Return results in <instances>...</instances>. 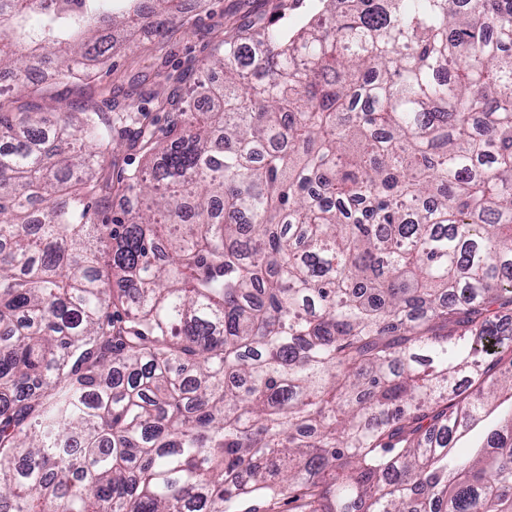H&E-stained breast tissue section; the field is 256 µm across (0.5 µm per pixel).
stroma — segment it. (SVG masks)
Segmentation results:
<instances>
[{"instance_id":"stroma-1","label":"stroma","mask_w":512,"mask_h":512,"mask_svg":"<svg viewBox=\"0 0 512 512\" xmlns=\"http://www.w3.org/2000/svg\"><path fill=\"white\" fill-rule=\"evenodd\" d=\"M314 0H181V13L165 38L142 39L130 30L112 52L111 71L100 70L80 81L46 79L39 93L19 94L6 101L9 112H53L61 106L81 111L102 105V86L112 87L117 100L138 98L140 92L166 94V74L176 73L206 56L223 38L240 27L287 15L288 25L300 28L312 12Z\"/></svg>"}]
</instances>
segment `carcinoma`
<instances>
[{"label":"carcinoma","mask_w":512,"mask_h":512,"mask_svg":"<svg viewBox=\"0 0 512 512\" xmlns=\"http://www.w3.org/2000/svg\"><path fill=\"white\" fill-rule=\"evenodd\" d=\"M119 4L0 0V94L179 13ZM316 13L165 127L0 109V512H512V410L451 454L512 392V0Z\"/></svg>","instance_id":"cac0c4a2"}]
</instances>
